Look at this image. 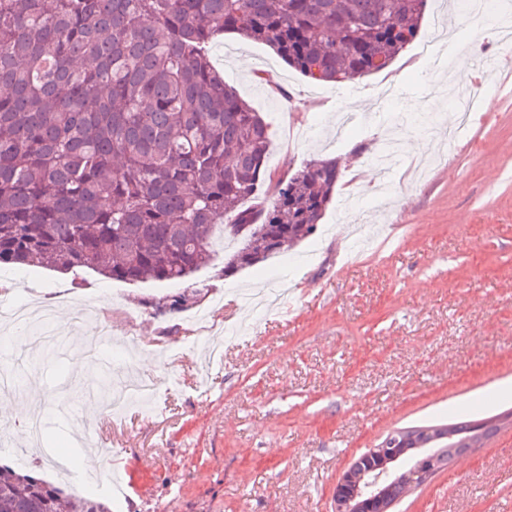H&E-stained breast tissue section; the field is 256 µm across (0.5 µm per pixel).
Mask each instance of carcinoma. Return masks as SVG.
Returning <instances> with one entry per match:
<instances>
[{
  "label": "carcinoma",
  "instance_id": "1",
  "mask_svg": "<svg viewBox=\"0 0 512 512\" xmlns=\"http://www.w3.org/2000/svg\"><path fill=\"white\" fill-rule=\"evenodd\" d=\"M427 0H0V268L183 280L237 240L224 275L311 237L340 177L334 158L269 166L268 124L224 82L209 48L226 31L272 48L315 82L388 68L418 37ZM381 58L384 64L375 65ZM265 189L266 206L243 204ZM231 223H224V219ZM186 294L157 308L183 312ZM398 432L434 474L501 423ZM388 479L382 505L405 496ZM0 512H111L0 467Z\"/></svg>",
  "mask_w": 512,
  "mask_h": 512
}]
</instances>
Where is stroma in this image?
Here are the masks:
<instances>
[{"label":"stroma","instance_id":"stroma-1","mask_svg":"<svg viewBox=\"0 0 512 512\" xmlns=\"http://www.w3.org/2000/svg\"><path fill=\"white\" fill-rule=\"evenodd\" d=\"M454 0H428L420 37L461 26ZM210 56L225 82L269 124V165L334 158L341 178L318 232L225 277L223 256L174 283H124L92 271L16 265L8 300L75 306L115 335L160 340L178 358L125 364L156 398L112 417L101 443L129 471L112 512H332L337 479L395 431L512 411V46L494 31L462 34L447 65L427 72L415 47L386 70L316 85L270 47L224 34ZM394 86L388 107L378 95ZM485 103L456 140L451 96ZM349 218L345 242L335 228ZM288 290L290 322L245 297ZM196 294L205 326L156 313L149 299ZM67 343L23 378L44 413L43 447L85 417L86 367ZM391 512H512V425L456 458Z\"/></svg>","mask_w":512,"mask_h":512}]
</instances>
